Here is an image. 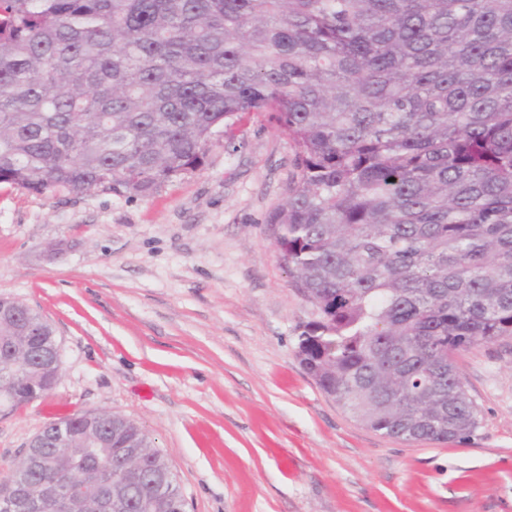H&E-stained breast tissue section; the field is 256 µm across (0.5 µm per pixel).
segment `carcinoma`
<instances>
[{"instance_id":"cac0c4a2","label":"carcinoma","mask_w":512,"mask_h":512,"mask_svg":"<svg viewBox=\"0 0 512 512\" xmlns=\"http://www.w3.org/2000/svg\"><path fill=\"white\" fill-rule=\"evenodd\" d=\"M272 112L297 174L270 216L315 318L297 355L367 428L476 431L456 357L512 337V0H0V184L146 196L219 127ZM0 409L57 383L55 331L0 298ZM65 448L24 452L29 500L70 474L81 512H183L132 420L77 411ZM145 471L125 470L127 453Z\"/></svg>"}]
</instances>
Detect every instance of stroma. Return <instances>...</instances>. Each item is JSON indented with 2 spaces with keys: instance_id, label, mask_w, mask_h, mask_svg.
Segmentation results:
<instances>
[{
  "instance_id": "obj_1",
  "label": "stroma",
  "mask_w": 512,
  "mask_h": 512,
  "mask_svg": "<svg viewBox=\"0 0 512 512\" xmlns=\"http://www.w3.org/2000/svg\"><path fill=\"white\" fill-rule=\"evenodd\" d=\"M295 173L253 112L149 196L0 185V297L52 324L62 362L0 414V476L49 421L106 410L149 436L187 512H512V337L458 355L480 425L445 443L370 430L300 364L313 308L268 222Z\"/></svg>"
}]
</instances>
